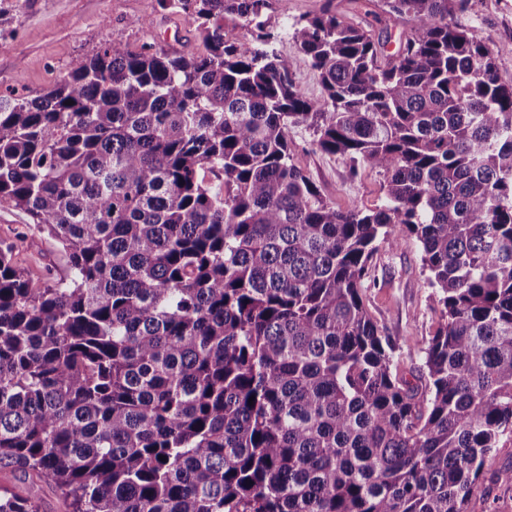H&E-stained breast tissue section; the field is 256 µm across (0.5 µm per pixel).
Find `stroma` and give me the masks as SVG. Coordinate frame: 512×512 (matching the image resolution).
Returning a JSON list of instances; mask_svg holds the SVG:
<instances>
[{
  "label": "stroma",
  "instance_id": "1",
  "mask_svg": "<svg viewBox=\"0 0 512 512\" xmlns=\"http://www.w3.org/2000/svg\"><path fill=\"white\" fill-rule=\"evenodd\" d=\"M376 37L398 40L406 22H389L380 0H272L268 21L287 26L320 12L325 4ZM7 23L0 24V92L17 89L36 95L56 84L72 59L89 56L115 41L132 50L152 45L185 55L200 48L188 16L162 9L158 0H5ZM477 39L497 49L502 83L512 84V0H482L477 14L457 16ZM295 161L337 207L375 209L385 202L383 178L367 168L353 169L338 155L313 144L305 127L293 128ZM0 244L14 248L16 260L34 280L63 279L69 274L65 253L47 234L34 229L23 211L0 208ZM416 240L401 234L397 246L379 244L365 280V305L385 335L397 340L395 369L407 375L421 364L419 350L441 321L438 294L428 281ZM469 512H512V484L485 473Z\"/></svg>",
  "mask_w": 512,
  "mask_h": 512
}]
</instances>
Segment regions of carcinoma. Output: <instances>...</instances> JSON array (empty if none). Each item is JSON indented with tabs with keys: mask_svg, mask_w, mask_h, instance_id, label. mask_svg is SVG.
Segmentation results:
<instances>
[{
	"mask_svg": "<svg viewBox=\"0 0 512 512\" xmlns=\"http://www.w3.org/2000/svg\"><path fill=\"white\" fill-rule=\"evenodd\" d=\"M158 2L198 52L112 42L0 96V207L71 270L0 247V468L32 478L0 512L41 480L67 512H467L512 436V85L451 21L478 0H383L412 23L389 54L329 5L294 22L315 99L270 0ZM299 126L385 204L328 201ZM398 228L442 305L411 381L362 296ZM277 51L283 55L294 58L293 74L299 88L308 97L317 98L321 95V85L316 72L310 67L307 59L298 54L289 37L282 38L276 46ZM0 244L13 245L16 260L27 267L35 281H45L47 275L63 279L69 274L61 246L45 233L34 229L23 211L0 208Z\"/></svg>",
	"mask_w": 512,
	"mask_h": 512,
	"instance_id": "carcinoma-1",
	"label": "carcinoma"
}]
</instances>
